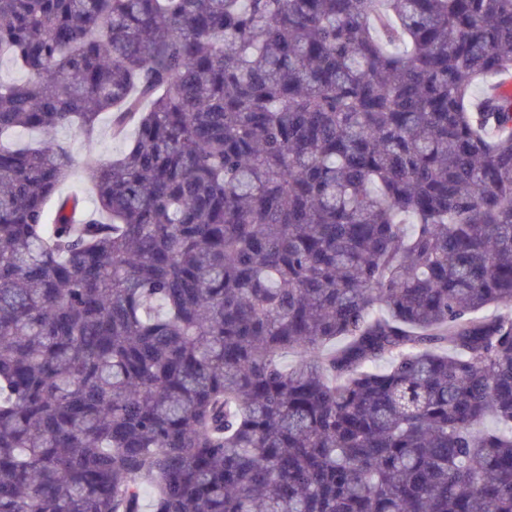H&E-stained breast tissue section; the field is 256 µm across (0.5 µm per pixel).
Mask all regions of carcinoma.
<instances>
[{
	"label": "carcinoma",
	"mask_w": 512,
	"mask_h": 512,
	"mask_svg": "<svg viewBox=\"0 0 512 512\" xmlns=\"http://www.w3.org/2000/svg\"><path fill=\"white\" fill-rule=\"evenodd\" d=\"M2 56L0 512H512V0H0ZM103 113L91 211L1 142Z\"/></svg>",
	"instance_id": "carcinoma-1"
}]
</instances>
